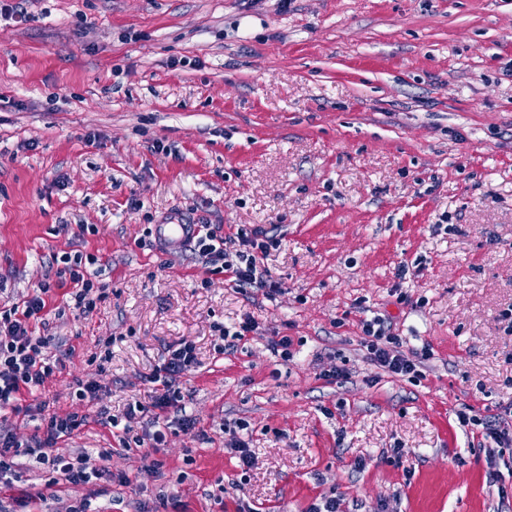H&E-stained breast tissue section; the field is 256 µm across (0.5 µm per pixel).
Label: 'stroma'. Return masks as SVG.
<instances>
[{
  "label": "stroma",
  "instance_id": "35a3bbf8",
  "mask_svg": "<svg viewBox=\"0 0 512 512\" xmlns=\"http://www.w3.org/2000/svg\"><path fill=\"white\" fill-rule=\"evenodd\" d=\"M0 18V311L56 254L98 258L91 314L55 288L38 336L62 367L23 405L76 406L73 379L123 417L169 344L196 345L194 432L160 472L90 424L54 448L110 450L105 481L19 507L46 473L21 457L0 512H512V477L456 413L512 405V0H27ZM179 212L277 235L284 288L239 292L191 251L158 250ZM257 327L234 353L217 326ZM388 318L428 348L420 378L366 359ZM292 341V360L271 340ZM107 362H97L100 354ZM344 368L347 380L320 374ZM256 463L226 450L236 422ZM364 460V469L354 466ZM70 389H72V397L80 403L98 404L97 401L100 400L101 386L93 380L76 378L72 381Z\"/></svg>",
  "mask_w": 512,
  "mask_h": 512
}]
</instances>
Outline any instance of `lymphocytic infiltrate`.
Instances as JSON below:
<instances>
[{
    "label": "lymphocytic infiltrate",
    "instance_id": "obj_1",
    "mask_svg": "<svg viewBox=\"0 0 512 512\" xmlns=\"http://www.w3.org/2000/svg\"><path fill=\"white\" fill-rule=\"evenodd\" d=\"M279 244V239L268 231L240 227L235 233L225 236L213 230L196 235L189 249L207 263L220 266L225 280L237 289L257 290L270 297L280 292L282 285L265 269L263 259L270 248ZM59 261L61 266L56 271V282H41L23 304L0 312L1 409L12 406L22 390L44 385L54 372L55 365L47 353L49 338L33 333L34 324L46 321L45 296L50 288L69 287L73 307L83 315L92 312L105 296L104 284L92 278L87 271L89 265L95 264V257L65 253ZM362 332L361 345L366 358L374 365L391 376H419V368L429 356L428 350L405 351L402 336L395 334L391 325L379 317L363 321ZM196 357L194 343L181 340L168 346L164 363L149 378L152 385L149 403L136 400L128 406L126 417L129 424L120 439L123 448H140L148 444L156 450L166 445L167 438L162 431H153L147 437L134 433L131 421L140 414H151L156 420L171 417L183 432L194 430L195 421L186 413V396L180 384L182 377L195 364ZM24 413L38 420L39 425L36 432L24 441L13 433L0 432V482H6L21 456H34L41 463L52 466L43 488L25 493V501L43 498L48 490L57 492L110 474L105 465L107 456L103 453L95 456L84 454L73 463L48 454L49 449L80 433L92 416L79 411L58 414L50 411L43 401L25 407Z\"/></svg>",
    "mask_w": 512,
    "mask_h": 512
}]
</instances>
